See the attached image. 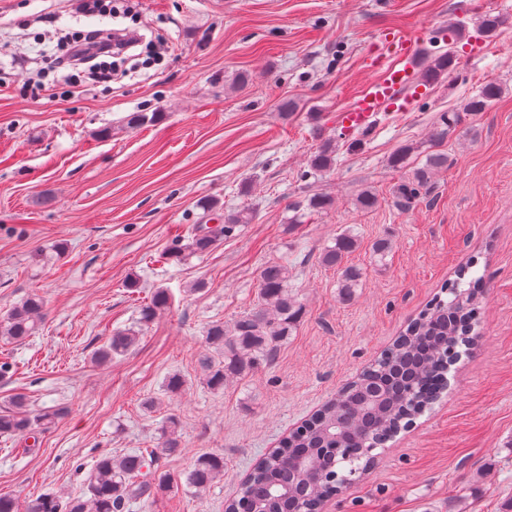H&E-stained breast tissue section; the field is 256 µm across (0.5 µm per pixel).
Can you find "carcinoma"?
I'll list each match as a JSON object with an SVG mask.
<instances>
[{
	"instance_id": "1",
	"label": "carcinoma",
	"mask_w": 512,
	"mask_h": 512,
	"mask_svg": "<svg viewBox=\"0 0 512 512\" xmlns=\"http://www.w3.org/2000/svg\"><path fill=\"white\" fill-rule=\"evenodd\" d=\"M454 64L448 51L421 70L420 78L429 83L439 80ZM503 88L484 85L463 110L476 115L498 99ZM458 113L440 116L433 140L440 143L452 133ZM448 165V155L428 150L422 166L394 187L397 205L407 210L421 198L436 171ZM336 145L322 144L310 157V170L304 177L333 171ZM250 222L246 211L224 217V235ZM216 231L201 226L169 250L172 258L207 252ZM357 246L356 235L345 230L326 246L320 262L341 272L340 292L348 298L362 281L360 269L345 265V258ZM458 281L447 285L448 300L433 299L412 320L392 347L370 363L360 376L343 386L299 429L285 437L278 448L255 464L238 494L225 512H235L246 504L253 512H320L324 503L351 483L352 477L368 469L370 448H381L398 433L409 428L448 386L449 367L460 357L459 348L470 344L482 297V279L475 278L464 288ZM285 264H268L259 273V301L231 323H216L206 332V349L199 357V368L206 384L219 390L224 383L253 372L269 360L292 335L303 311L298 294L288 286ZM43 316V301L30 295L0 320V338L19 341L32 335ZM136 337L116 333L95 352L94 360L112 361L125 354ZM54 413L33 414L16 402L15 408L0 413V435L35 437L54 420ZM180 450L177 421L168 418L161 431V445L148 455L127 453L100 458L87 480L81 497L46 493L27 505V512H124L127 504L149 498L171 488L167 474L154 469L159 458L174 456ZM224 475V460L213 455L199 456L185 472V486L200 493Z\"/></svg>"
}]
</instances>
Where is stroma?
I'll return each instance as SVG.
<instances>
[{
    "label": "stroma",
    "mask_w": 512,
    "mask_h": 512,
    "mask_svg": "<svg viewBox=\"0 0 512 512\" xmlns=\"http://www.w3.org/2000/svg\"><path fill=\"white\" fill-rule=\"evenodd\" d=\"M137 35L163 46L112 83L43 70L52 33L109 31L115 19L78 0H0V317L42 297L33 336L0 343V412L21 393L30 412H56L36 445L0 437V494L20 505L56 491L81 495L104 455L157 447L168 417L181 452L161 471L182 482L196 457L223 458L202 494L174 490L126 512H224L254 464L389 347L462 265L484 276L474 344L448 371L434 407L376 449L369 474L324 512H500L512 498V0H135ZM502 24L490 37L485 14ZM390 30L420 38L417 66L455 55L447 77L409 112H381L349 134L337 116L376 74L368 66ZM503 93L479 116L463 106L483 85ZM461 122L441 143L448 165L419 203L399 209L406 175L389 157L414 146L441 113ZM161 118L133 128L131 113ZM336 143V167L303 178L310 155ZM378 197L363 211V188ZM333 199L307 210L309 196ZM221 207L207 212L204 199ZM250 223L208 252L166 257L176 239L226 214ZM362 272L351 300L320 264L343 230ZM392 249L377 257L373 243ZM287 263L304 311L275 358L219 391L199 378L208 327L258 301V273ZM168 306L141 309L157 290ZM136 345L99 364L119 331ZM185 385L168 392V377Z\"/></svg>",
    "instance_id": "35a3bbf8"
}]
</instances>
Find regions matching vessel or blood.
I'll list each match as a JSON object with an SVG mask.
<instances>
[{
  "instance_id": "b4317fda",
  "label": "vessel or blood",
  "mask_w": 512,
  "mask_h": 512,
  "mask_svg": "<svg viewBox=\"0 0 512 512\" xmlns=\"http://www.w3.org/2000/svg\"><path fill=\"white\" fill-rule=\"evenodd\" d=\"M418 42L399 32H388L379 39V48L371 62L372 68L381 70V78L357 96L351 106L339 115L342 130L360 133L373 124L376 116L391 101H398L400 110L413 104L405 88L409 70L417 55Z\"/></svg>"
}]
</instances>
